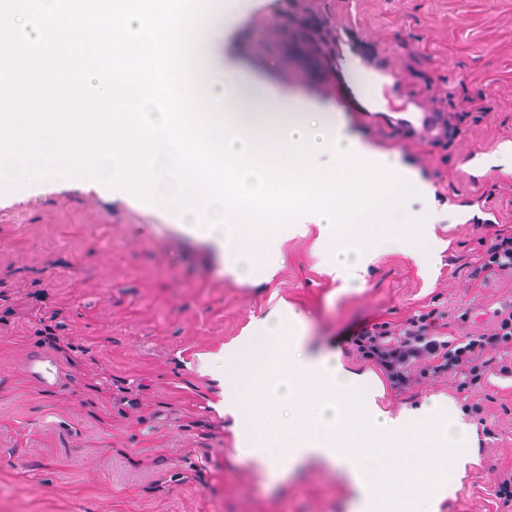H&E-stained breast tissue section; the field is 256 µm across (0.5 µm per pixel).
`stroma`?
<instances>
[{"label":"stroma","instance_id":"35a3bbf8","mask_svg":"<svg viewBox=\"0 0 512 512\" xmlns=\"http://www.w3.org/2000/svg\"><path fill=\"white\" fill-rule=\"evenodd\" d=\"M201 54L206 78L233 72L338 113L366 150L397 152L430 189L440 262L386 251L345 291L312 227L240 282L197 225L122 188L55 179L0 194V512H348L351 488L322 460L274 477L243 451L216 380L225 345L287 303L310 349L362 369L353 339L371 325L436 310L464 336L512 306V274L468 279L497 224L512 225V159L491 152L512 141V0H252ZM380 75L383 94L369 96ZM479 151L487 167L466 168ZM475 195L496 224L447 221ZM37 348L61 364L60 389L26 380ZM439 395L477 427L440 512H495V474L512 468V374L389 384L380 404Z\"/></svg>","mask_w":512,"mask_h":512}]
</instances>
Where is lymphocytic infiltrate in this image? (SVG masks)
I'll return each mask as SVG.
<instances>
[{
  "label": "lymphocytic infiltrate",
  "instance_id": "lymphocytic-infiltrate-1",
  "mask_svg": "<svg viewBox=\"0 0 512 512\" xmlns=\"http://www.w3.org/2000/svg\"><path fill=\"white\" fill-rule=\"evenodd\" d=\"M506 270L512 271V226L503 224L496 229L470 277L483 284ZM354 343L363 356L376 362L401 388L418 383L426 374L464 372L475 380L490 370V352L512 349V311L501 313L483 333L452 341L444 339L439 324L427 313L416 316L392 336L375 327L363 329Z\"/></svg>",
  "mask_w": 512,
  "mask_h": 512
}]
</instances>
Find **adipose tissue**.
Masks as SVG:
<instances>
[{"mask_svg": "<svg viewBox=\"0 0 512 512\" xmlns=\"http://www.w3.org/2000/svg\"><path fill=\"white\" fill-rule=\"evenodd\" d=\"M304 323L293 310L268 315L224 350V408L251 454L274 475L326 461L353 491L349 512H438L455 469L472 458V424L450 398L384 410L377 373L346 366L336 350L309 351Z\"/></svg>", "mask_w": 512, "mask_h": 512, "instance_id": "ef3b65f1", "label": "adipose tissue"}]
</instances>
